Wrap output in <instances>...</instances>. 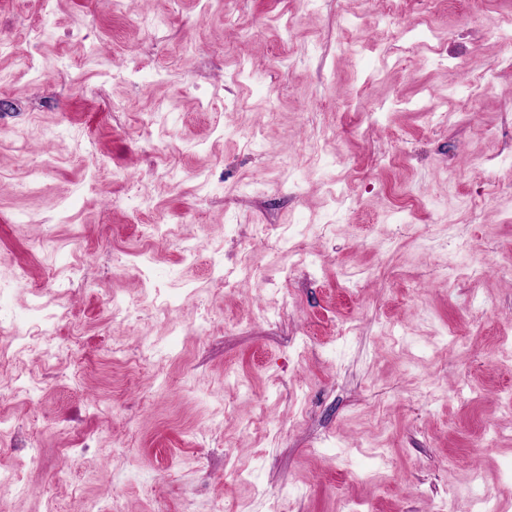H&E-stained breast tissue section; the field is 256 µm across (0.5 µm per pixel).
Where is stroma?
<instances>
[{
	"mask_svg": "<svg viewBox=\"0 0 512 512\" xmlns=\"http://www.w3.org/2000/svg\"><path fill=\"white\" fill-rule=\"evenodd\" d=\"M397 6L0 0V321L90 354L0 376V512H512V0Z\"/></svg>",
	"mask_w": 512,
	"mask_h": 512,
	"instance_id": "obj_1",
	"label": "stroma"
}]
</instances>
